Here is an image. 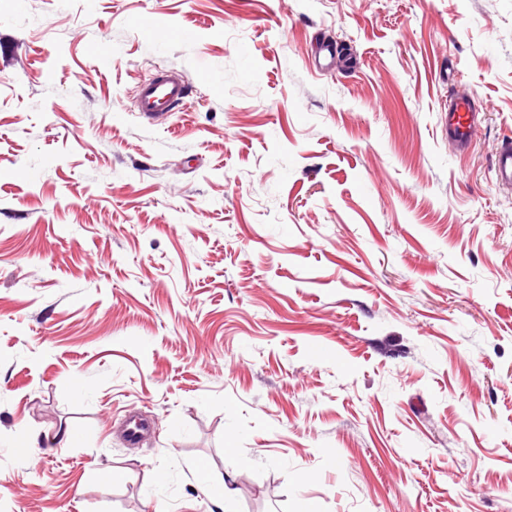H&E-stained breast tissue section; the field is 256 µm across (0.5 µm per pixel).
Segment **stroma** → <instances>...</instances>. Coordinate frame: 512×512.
I'll use <instances>...</instances> for the list:
<instances>
[{"instance_id":"stroma-1","label":"stroma","mask_w":512,"mask_h":512,"mask_svg":"<svg viewBox=\"0 0 512 512\" xmlns=\"http://www.w3.org/2000/svg\"><path fill=\"white\" fill-rule=\"evenodd\" d=\"M509 138L512 0H0V512H512ZM189 87L185 80L172 72L161 71L141 84L133 99V111L149 120L159 119L187 105ZM475 101V96L468 93H457L448 101V144L457 151H465L472 144L477 120ZM495 175L501 186L512 185V143L505 142L498 150L495 158Z\"/></svg>"}]
</instances>
